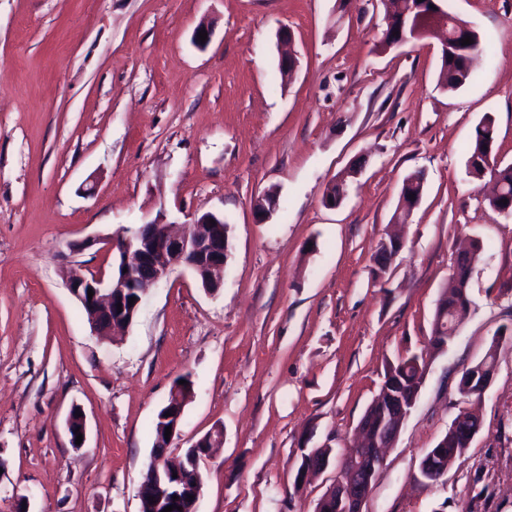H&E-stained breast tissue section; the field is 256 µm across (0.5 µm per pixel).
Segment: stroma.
Returning a JSON list of instances; mask_svg holds the SVG:
<instances>
[{"instance_id": "1", "label": "stroma", "mask_w": 512, "mask_h": 512, "mask_svg": "<svg viewBox=\"0 0 512 512\" xmlns=\"http://www.w3.org/2000/svg\"><path fill=\"white\" fill-rule=\"evenodd\" d=\"M445 4L486 46L452 93L437 84V39L381 48L379 0H0V512L21 499L30 512H140L153 425L183 379L174 454L224 435L195 512H314L336 473L295 487L301 449L351 444L388 363L427 344L469 238L485 245L469 311L363 510L512 512V216L489 208L492 180L466 172L488 114L497 158L512 163V0ZM283 27L297 55L287 81ZM418 170L422 199L396 222ZM341 176L346 197L327 207ZM272 191L264 220L256 205ZM207 212L231 226L220 289L177 270L125 332L95 335L64 269L108 273L118 254L72 244ZM393 232L402 249L375 278ZM499 331L482 428L428 481L420 461L463 407L462 372ZM75 406L78 449L65 426Z\"/></svg>"}]
</instances>
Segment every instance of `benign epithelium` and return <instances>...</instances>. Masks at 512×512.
I'll return each instance as SVG.
<instances>
[{"mask_svg": "<svg viewBox=\"0 0 512 512\" xmlns=\"http://www.w3.org/2000/svg\"><path fill=\"white\" fill-rule=\"evenodd\" d=\"M434 0H396L393 9L387 12L385 22L389 27L398 31L391 45L397 47L407 43V38L400 34L406 15ZM456 34L445 39L442 53H464L468 48L461 45L460 36L472 29V26L462 19L455 21ZM194 231L186 227L180 232L171 230V225L163 217L142 224L133 241L128 237L116 240H103L96 237L86 238L78 243V249L85 250L103 244L110 249H118L124 255L123 267L127 272L119 279H108L94 272H89L79 266L70 268L66 277V287L78 300H86L84 289L94 292L89 300L94 318L113 316L117 319L123 316L118 308H126L125 292L127 284L141 285V294L161 280L167 278L176 269L189 271L197 281L202 283L205 291L218 289L221 281L217 274L224 270L227 262V250L201 249L193 239ZM398 412L393 416L389 435H373L371 426L363 419L358 425V439L353 447L345 449L339 458L330 453L315 452V449H301L304 466L296 473L295 484L300 485L308 475L326 470L330 464H336V477L332 486L319 499L315 512H363L365 501L376 481V466L383 465L385 451L394 446L402 422L408 412L402 397H395ZM78 407L70 410L66 419L70 440H76V434H86L85 416H75ZM222 430L203 436L193 447L195 451L188 452L187 460L171 456L169 446L155 448L142 471L141 491L150 493L154 512H162L169 505H180L176 496L186 489L199 497L202 491L200 468L206 462L216 439L221 437Z\"/></svg>", "mask_w": 512, "mask_h": 512, "instance_id": "obj_1", "label": "benign epithelium"}]
</instances>
